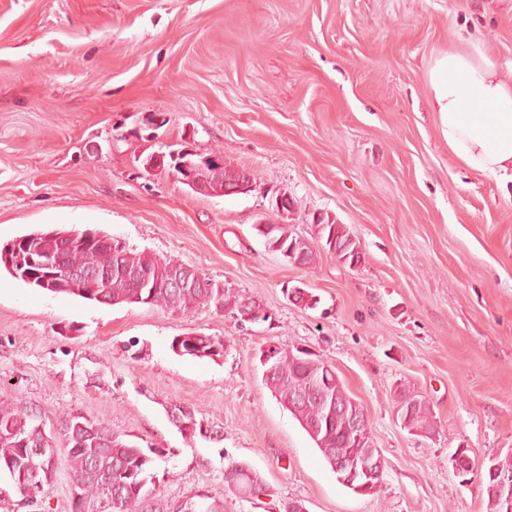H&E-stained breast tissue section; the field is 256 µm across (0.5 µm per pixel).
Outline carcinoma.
<instances>
[{"label":"carcinoma","mask_w":512,"mask_h":512,"mask_svg":"<svg viewBox=\"0 0 512 512\" xmlns=\"http://www.w3.org/2000/svg\"><path fill=\"white\" fill-rule=\"evenodd\" d=\"M211 182L234 185L241 171L227 170L211 158L205 159ZM324 250L343 264H352L360 254V242L344 224L321 220L316 224ZM254 229L264 239L269 250L288 252L287 261L299 266H311L317 251L299 236L293 225L284 222V216ZM58 231L41 232L36 247L48 258L60 257L69 267H91L104 277V281H88L78 290L64 289L62 293L85 300L108 304L140 303L160 307L172 314H185L200 306L223 307L227 315L238 312L245 294L202 277L196 286L175 288L168 285L172 270L181 266L173 259H163L147 251H137L127 245L112 246L114 237L106 235L77 236L66 243L57 237ZM184 355L199 358L224 357L226 345L218 336H185L181 342ZM327 362L311 353L288 355L282 347L274 362L272 375L265 378L266 385L279 397L283 406L300 390L312 387L314 392L291 410L302 428L319 426L313 438L325 461H330V449L343 444L347 437L343 418L336 416L329 403L348 398L341 380L328 377ZM407 429L430 438L439 433L437 422L426 402L413 399L410 407L401 411ZM40 416L0 399V476L18 485L15 476L23 473L27 486L19 490L22 497L32 500L45 494L54 473L50 453L40 452L36 444L41 437ZM65 441L64 451L70 470L73 512H99L103 504L109 512H159L151 501L152 469L156 459L162 457L159 448H142L125 441L112 432L109 424L89 419L81 413L67 412L61 419ZM512 473V453L498 454L487 460L482 483L491 512H507L506 495L492 472ZM224 484L244 495H256L267 490L262 477L255 471L229 466L224 473ZM181 512H224V499L219 495L201 493L183 500Z\"/></svg>","instance_id":"1"}]
</instances>
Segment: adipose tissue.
I'll use <instances>...</instances> for the list:
<instances>
[{"label": "adipose tissue", "instance_id": "adipose-tissue-1", "mask_svg": "<svg viewBox=\"0 0 512 512\" xmlns=\"http://www.w3.org/2000/svg\"><path fill=\"white\" fill-rule=\"evenodd\" d=\"M427 82L449 152L471 171L512 181V76L468 42L437 55Z\"/></svg>", "mask_w": 512, "mask_h": 512}]
</instances>
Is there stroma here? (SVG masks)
<instances>
[{"mask_svg":"<svg viewBox=\"0 0 512 512\" xmlns=\"http://www.w3.org/2000/svg\"><path fill=\"white\" fill-rule=\"evenodd\" d=\"M480 43L512 71V0H0V244L38 230L104 231L258 299L268 321L203 306L175 315L53 294L0 271V396L53 430L65 412L165 456L153 494L206 491L224 512H489L478 466L512 450V183L460 165L425 81L437 53ZM162 119L155 137L141 127ZM190 148L246 170L209 196L154 152ZM292 201L294 229L346 225L358 265L289 264L255 231ZM319 300L293 303L287 287ZM224 337L218 360L174 337ZM300 346L363 406L385 469L379 492L339 483L265 384L262 349ZM439 433L409 432L396 390ZM189 408L193 431L173 424ZM475 466L459 477L456 449ZM245 463L267 483H224ZM65 454L48 492L0 478V512H72ZM224 483L228 487L238 490L244 495H256L266 492L267 487L262 477L251 468L248 470L236 469L231 464L224 473Z\"/></svg>","mask_w":512,"mask_h":512,"instance_id":"stroma-1","label":"stroma"}]
</instances>
